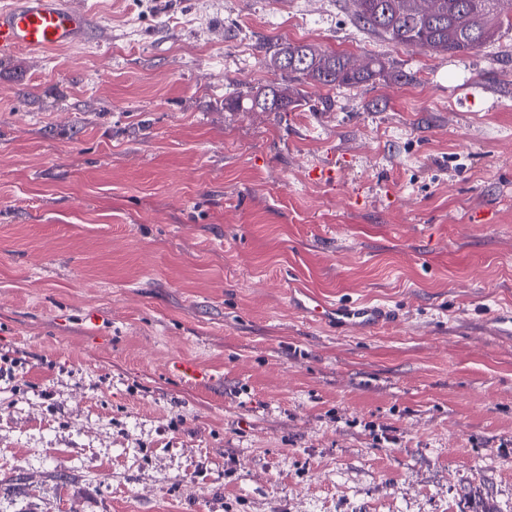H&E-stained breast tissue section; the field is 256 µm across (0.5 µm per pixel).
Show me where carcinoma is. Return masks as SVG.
I'll return each instance as SVG.
<instances>
[{"label": "carcinoma", "mask_w": 512, "mask_h": 512, "mask_svg": "<svg viewBox=\"0 0 512 512\" xmlns=\"http://www.w3.org/2000/svg\"><path fill=\"white\" fill-rule=\"evenodd\" d=\"M431 12H420L415 0H350L353 23L363 30L382 36L405 48L434 53H466L478 50L495 40L503 25L512 23V0H435ZM319 54L325 69L309 66L284 71L289 80L322 87L356 86L367 83L385 72V63L371 58L359 65L345 54L326 53L311 44L285 42L271 60L285 56ZM275 86L268 85L246 98L227 101L232 110L250 111L258 104L270 103L269 111L286 112L301 106L300 95L290 93L287 102L275 103Z\"/></svg>", "instance_id": "obj_1"}]
</instances>
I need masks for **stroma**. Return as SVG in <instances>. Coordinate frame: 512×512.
<instances>
[{
  "label": "stroma",
  "instance_id": "stroma-1",
  "mask_svg": "<svg viewBox=\"0 0 512 512\" xmlns=\"http://www.w3.org/2000/svg\"><path fill=\"white\" fill-rule=\"evenodd\" d=\"M71 3L83 38L0 59V512H512V27L436 55L348 0ZM286 41L387 71L228 109ZM304 291L404 321L339 335ZM275 88L280 89V87L274 85L265 86L264 88H261L246 98L238 96L237 98L228 100L227 105L231 110L247 109L253 111L256 105L261 103L266 104V102L269 100L270 108L266 109V112H288V109L292 110L302 105L301 96L298 93L296 95L294 91L290 89V86H288V90H290V95L287 97L288 101L280 105L276 104L274 93ZM245 100H247L246 105L248 106H245Z\"/></svg>",
  "mask_w": 512,
  "mask_h": 512
}]
</instances>
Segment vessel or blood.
<instances>
[{
    "instance_id": "vessel-or-blood-1",
    "label": "vessel or blood",
    "mask_w": 512,
    "mask_h": 512,
    "mask_svg": "<svg viewBox=\"0 0 512 512\" xmlns=\"http://www.w3.org/2000/svg\"><path fill=\"white\" fill-rule=\"evenodd\" d=\"M87 26L85 15L66 0H14L12 6L0 8V57L20 49L41 53L69 46ZM300 308L312 321L339 334L373 331L400 321L396 309L365 300L332 303L312 295Z\"/></svg>"
}]
</instances>
